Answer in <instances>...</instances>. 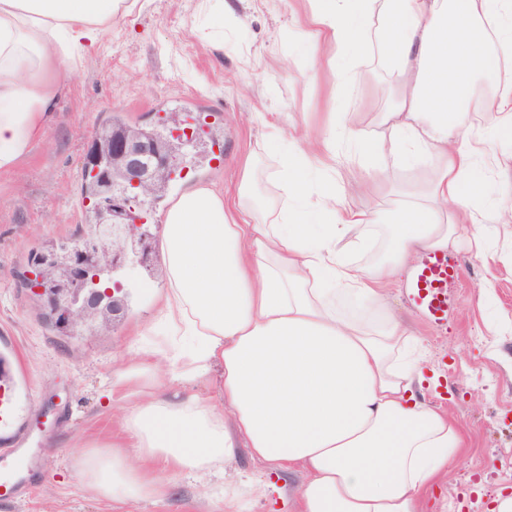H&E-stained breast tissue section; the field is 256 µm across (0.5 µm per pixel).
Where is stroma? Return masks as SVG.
<instances>
[{
  "label": "stroma",
  "instance_id": "35a3bbf8",
  "mask_svg": "<svg viewBox=\"0 0 512 512\" xmlns=\"http://www.w3.org/2000/svg\"><path fill=\"white\" fill-rule=\"evenodd\" d=\"M228 3L224 14L207 18L200 0H137L76 60L46 142L14 173L0 174V355L12 375L0 448L26 431L40 460L32 467L21 458L0 462L1 472L24 474L23 491L0 499V512H212L223 483L264 475L242 447L223 471L168 474L173 491L163 500L119 503L90 491L77 468L83 447L127 439L125 407L153 391L151 369L130 346L160 308L162 253L125 274L127 311L108 330L60 334L28 282L33 250L87 234L84 162L96 130L112 119L171 129L194 113L211 124L210 135L182 147L177 172L148 210L157 240L172 203L194 185L223 184L225 200L234 202L245 157L263 174L253 192L277 199L280 189L268 178L278 159L269 143L274 132L323 130L338 110L377 132L396 81L377 56L356 60L364 80L337 90L328 68L305 76L310 0ZM448 255L459 273L448 287L446 322H430L402 281L390 289L389 305L419 339L426 367L441 376L432 404L464 439L434 500L447 502L448 512H491L497 495L512 493V233H501L491 255H477L464 239ZM486 282L491 290L478 295ZM122 370L132 380L119 381Z\"/></svg>",
  "mask_w": 512,
  "mask_h": 512
}]
</instances>
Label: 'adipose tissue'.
I'll use <instances>...</instances> for the list:
<instances>
[{
    "instance_id": "1",
    "label": "adipose tissue",
    "mask_w": 512,
    "mask_h": 512,
    "mask_svg": "<svg viewBox=\"0 0 512 512\" xmlns=\"http://www.w3.org/2000/svg\"><path fill=\"white\" fill-rule=\"evenodd\" d=\"M128 0H0V173L18 168L44 139L68 90L72 64L92 49ZM492 24L489 49L478 20ZM305 35L332 59L376 54L399 76L379 134L333 113L321 136L297 131L281 149L275 177L285 190L274 220L253 197L243 167L236 204L216 184L193 186L170 207L161 249L167 288L149 333L174 344L178 374H162L153 348L135 346L159 375L157 391L130 405L133 443L87 453L85 483L105 498L158 499L161 460L196 474L224 464L239 446L281 478L302 472L299 512H424L463 446L448 414L423 392V353L391 311L387 292L418 252L447 250L473 225L476 252L512 207L477 211L485 193L477 157L512 183V86L483 101L495 116L474 134L468 101L476 77L512 64V0H313ZM351 137L365 188L392 192L378 171L420 158L429 175L404 186L402 202L378 213L354 208L336 187V135ZM385 225V257L353 261ZM213 378L216 395L171 396Z\"/></svg>"
}]
</instances>
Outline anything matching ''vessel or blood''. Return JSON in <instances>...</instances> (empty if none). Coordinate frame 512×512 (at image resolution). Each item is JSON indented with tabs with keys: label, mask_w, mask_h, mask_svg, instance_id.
I'll return each mask as SVG.
<instances>
[{
	"label": "vessel or blood",
	"mask_w": 512,
	"mask_h": 512,
	"mask_svg": "<svg viewBox=\"0 0 512 512\" xmlns=\"http://www.w3.org/2000/svg\"><path fill=\"white\" fill-rule=\"evenodd\" d=\"M457 275L456 262L441 251L426 252L414 267L408 282L410 297L429 321L447 319L448 287Z\"/></svg>",
	"instance_id": "b4317fda"
}]
</instances>
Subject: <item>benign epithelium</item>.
Wrapping results in <instances>:
<instances>
[{
    "label": "benign epithelium",
    "instance_id": "benign-epithelium-1",
    "mask_svg": "<svg viewBox=\"0 0 512 512\" xmlns=\"http://www.w3.org/2000/svg\"><path fill=\"white\" fill-rule=\"evenodd\" d=\"M170 164L168 147L160 142L130 134L126 130L112 133L105 149L95 147L87 156L86 167L93 168L100 182L99 225L67 253L42 250L34 263L50 273L40 286L41 295L53 315L55 325L64 332L89 329L86 315L100 307L107 310L110 321L119 320L125 311L123 285L101 288L98 275L100 257L109 255L112 273L150 262L152 243L136 223V198L133 194L154 182Z\"/></svg>",
    "mask_w": 512,
    "mask_h": 512
}]
</instances>
